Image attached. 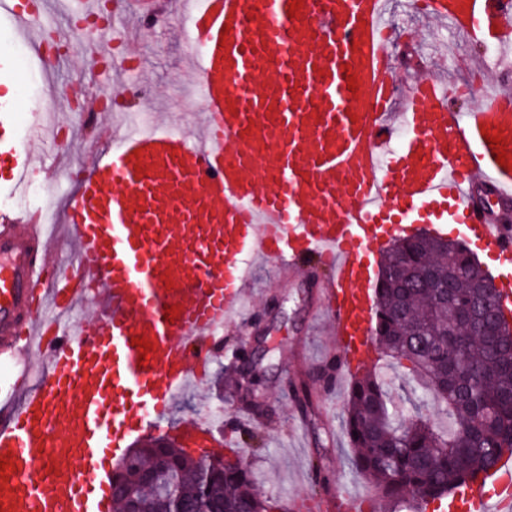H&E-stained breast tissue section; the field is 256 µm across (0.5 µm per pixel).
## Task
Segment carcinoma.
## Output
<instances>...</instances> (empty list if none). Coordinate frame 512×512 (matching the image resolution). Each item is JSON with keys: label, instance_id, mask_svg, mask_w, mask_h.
Listing matches in <instances>:
<instances>
[{"label": "carcinoma", "instance_id": "1", "mask_svg": "<svg viewBox=\"0 0 512 512\" xmlns=\"http://www.w3.org/2000/svg\"><path fill=\"white\" fill-rule=\"evenodd\" d=\"M448 282V300L420 286L427 275ZM490 276L459 241L421 232L396 240L375 288L377 350L406 368L452 419V431L403 423L377 371L365 370L345 400L344 431L356 472L383 500L443 498L495 468L512 451V321L497 307ZM174 488L183 512H273L271 499L246 468H221L208 455L173 444ZM215 476L211 498L198 474ZM140 512H166L150 485L133 490Z\"/></svg>", "mask_w": 512, "mask_h": 512}]
</instances>
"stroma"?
I'll return each mask as SVG.
<instances>
[{
    "instance_id": "stroma-1",
    "label": "stroma",
    "mask_w": 512,
    "mask_h": 512,
    "mask_svg": "<svg viewBox=\"0 0 512 512\" xmlns=\"http://www.w3.org/2000/svg\"><path fill=\"white\" fill-rule=\"evenodd\" d=\"M404 2L389 0L388 4L401 81L416 76L403 62V50L410 43L426 59L428 68L445 74L453 84H470L469 98L457 103L456 111L483 104L489 96L485 73L512 68V44L503 50L493 41L474 47L458 32L434 29L424 13L408 12ZM114 17L115 38L99 44L98 50L107 58L119 56L124 65L107 70L102 79L116 92L138 83L142 97L126 101L124 110L113 111V122L126 121L129 113L143 110L150 118L162 117L186 131H197L204 99L200 88L189 86L187 73L191 56L201 49L192 42L182 0H163L158 22L150 29L143 26L137 0H119ZM4 61L10 68L0 73V97L11 100L15 109L11 122L0 130L1 136L15 138L22 128L53 124L70 143L69 170L85 168L90 151L111 146L103 128L88 130L74 110L71 90L85 78L80 53L41 62L49 79L36 86L27 68L16 64L6 41L0 42V63ZM47 95L54 99V111L44 112L34 105ZM250 270L252 307L246 315L225 323L224 341L244 349L241 367L262 380L255 407L240 402L233 388L238 369L231 368L230 357L222 355L210 365L203 392L183 395L173 403L170 427L203 410L223 406L225 418L243 419L231 435L238 458L257 474L261 489L281 497L291 512H329L337 490L348 486L373 502L375 512H393L354 471L342 426L345 392L327 393L325 384L315 379L318 369L336 361V338L321 288L328 271L314 266L302 274H288L269 260L252 263ZM381 372L400 420L419 413L438 427H448L443 411L423 396L406 371L385 363ZM301 384L314 394V407L308 411L294 398V389Z\"/></svg>"
}]
</instances>
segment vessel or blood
I'll list each match as a JSON object with an SVG mask.
<instances>
[{
	"label": "vessel or blood",
	"instance_id": "b4317fda",
	"mask_svg": "<svg viewBox=\"0 0 512 512\" xmlns=\"http://www.w3.org/2000/svg\"><path fill=\"white\" fill-rule=\"evenodd\" d=\"M291 2L190 0L203 138L125 131L89 157L59 225L40 208L0 214V365L15 370L0 387V512H112L110 458L205 383L224 322L244 305L245 255L288 272L329 267L340 383L375 360L370 257L395 225L466 236L493 261L498 303L512 312V225L500 214L512 169L484 139L512 150V94L458 114V88L431 76L406 85L394 115L387 0H302L294 18ZM44 8L0 0V17L23 31ZM428 11L476 42L512 33L505 0H430ZM65 243L73 261L61 267L48 252ZM89 301L95 324L60 333L61 316ZM140 334L154 345L144 357ZM179 435L229 450L196 418ZM448 512H512V456Z\"/></svg>",
	"mask_w": 512,
	"mask_h": 512
}]
</instances>
